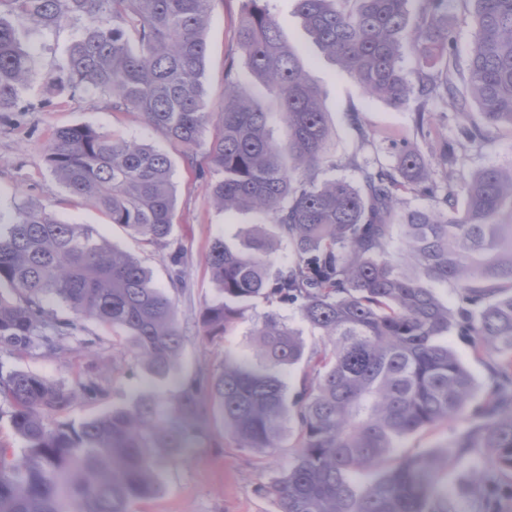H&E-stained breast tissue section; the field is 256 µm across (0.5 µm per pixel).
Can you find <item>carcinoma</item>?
<instances>
[{"instance_id": "cac0c4a2", "label": "carcinoma", "mask_w": 512, "mask_h": 512, "mask_svg": "<svg viewBox=\"0 0 512 512\" xmlns=\"http://www.w3.org/2000/svg\"><path fill=\"white\" fill-rule=\"evenodd\" d=\"M219 0H0V112H15L32 74L29 38L85 21L65 62L49 78L53 95L94 91L114 112H138L183 147L189 165L208 128V190L217 209H250L277 226L293 253L274 266L275 242L253 234L232 250L217 238L207 264L218 298L205 306V336L228 335L255 300L291 307L320 332L306 351L298 330L276 314L251 333L255 360L224 351L221 371L179 384L168 404L142 394L130 405L77 424L55 415L78 398L96 400L100 377L76 387L0 365V404L10 409L21 452L0 448V512H132L154 495L162 459L198 436L202 389L224 431L257 453L295 435L288 468L260 491L278 512H453L435 476L464 471V493L480 512L512 499V167L464 172L469 150L512 134V0H468L474 49L455 60L448 0H294L309 34L370 96L413 104L421 139L431 108L451 101L454 135L427 158L401 146L397 163L356 165L359 182L322 179L334 167L320 91L283 41L268 0H243L234 39L249 73L272 86L277 112L242 94L238 63L225 67L224 106L204 97L205 32ZM417 4V13L410 5ZM416 66H402L404 44ZM478 108L480 120L472 118ZM287 130L270 138V116ZM46 159L73 195L110 223L157 247L171 246L173 166L169 156L90 126L55 130ZM411 195L428 201L406 205ZM400 227L390 251L393 226ZM450 286L442 303L426 282ZM140 262L90 227L21 203L0 229V351L64 355L78 321L124 329V358L152 380L175 372L184 336L175 294ZM487 362L476 385L445 337L449 330ZM306 361L288 395L274 372ZM462 428L445 450L396 453L421 430Z\"/></svg>"}]
</instances>
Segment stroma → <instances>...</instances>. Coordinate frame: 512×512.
Masks as SVG:
<instances>
[{
    "label": "stroma",
    "mask_w": 512,
    "mask_h": 512,
    "mask_svg": "<svg viewBox=\"0 0 512 512\" xmlns=\"http://www.w3.org/2000/svg\"><path fill=\"white\" fill-rule=\"evenodd\" d=\"M241 7L242 0H219L205 34L203 83L205 96L216 111L224 105L225 62L239 54L233 33L241 17ZM269 7L281 21L283 39L295 50L310 81L322 91L323 110L335 133L337 160L336 167L325 169L324 178L354 181L358 178V164L394 163L396 147L417 140L412 106H394L367 96L311 40L294 13V0H270ZM448 25L456 35V62L465 64L474 48L468 0H449ZM82 27V22L75 21L31 40V50L37 59L36 70L20 93L17 112L0 116V214L10 215L17 204L30 202L53 211L67 223L95 229L116 250L131 255L148 269L156 285L168 286L173 274H181L184 287L176 296L177 318L186 341L178 359L179 380L218 372L228 350L251 358L250 333L268 310L263 302L252 304L244 320L229 336L208 340L200 333L199 313L216 295L206 256L215 238H223L227 246L235 249L240 247L245 235L255 229L274 235V226L262 223L260 216L252 211H219L212 204L197 169L185 161L182 147L155 132L139 113L112 111L103 97L90 92L48 99L46 77L63 62L70 43ZM356 114L366 127L378 132L379 137L373 144H362L352 121ZM85 125L152 146L169 155L174 166L176 195L173 243L182 249L180 266H172L167 250L148 245L120 226L109 223L103 213L68 193L54 178L46 162L51 133L63 127ZM77 335L97 339V352L70 353L59 358L17 353L6 359L10 368L33 371L69 386L87 381L105 365H113L107 396L98 401L78 402L74 412L63 414V421L89 418L127 403L147 386L159 399L169 400L175 396L176 383H148L143 369L121 360L126 337L123 329L84 321ZM292 456L293 450L286 439L270 456L242 450L225 434L220 421L207 419L192 447L161 468L158 492L136 502L132 510L277 512L276 504L260 491L259 485L285 470Z\"/></svg>",
    "instance_id": "35a3bbf8"
}]
</instances>
